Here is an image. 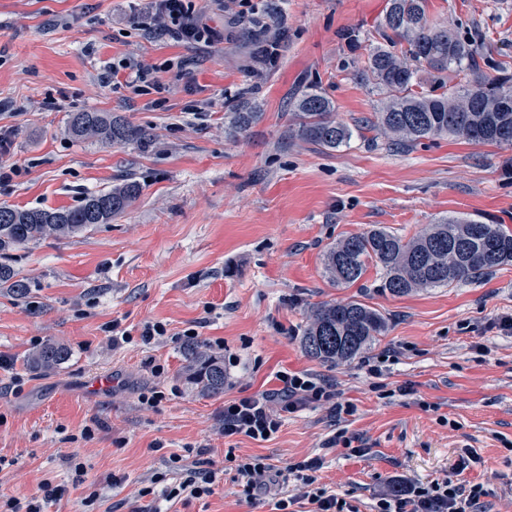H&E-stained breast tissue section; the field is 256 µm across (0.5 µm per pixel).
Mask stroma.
I'll return each instance as SVG.
<instances>
[{
	"label": "stroma",
	"instance_id": "35a3bbf8",
	"mask_svg": "<svg viewBox=\"0 0 512 512\" xmlns=\"http://www.w3.org/2000/svg\"><path fill=\"white\" fill-rule=\"evenodd\" d=\"M194 5L219 33L210 45L146 34L139 21L150 0H0V162L17 167L0 185V205L74 207L128 174L141 185L110 223L0 256L31 285L22 299L0 288V355L13 363L0 369V456L11 462L0 491L34 495L51 479L65 492L48 512H79L85 491L72 487L64 463L75 454L91 466L99 512H142L137 491L166 471L170 453L191 466L231 450L281 467L321 458V483L374 512L376 494L396 477L443 478L468 449L479 461L462 480L484 485L486 512H512V329L501 326L512 318V266L404 296L382 291L373 267L348 286L323 275L330 245L375 225L411 237L467 215L512 230V149L452 137L396 148L363 129L379 94L354 73L388 0H282L257 23L216 0ZM427 12L481 44V67L512 76V0H427ZM271 27L281 42L268 63L256 49ZM120 60L159 66L164 94L105 84L106 65ZM310 83L339 120L360 126L350 145L326 149L295 136L292 102ZM246 86L259 117L228 134L227 114ZM86 110L123 116L149 128L151 140L74 139L70 116ZM348 300L379 310L384 335L347 363L308 357L300 338L311 309ZM154 322L167 334L143 344ZM114 323L130 342L111 345ZM190 328L224 356L222 394H200L185 379L180 336ZM48 342L65 344L69 360L26 368L25 355ZM282 371L332 380L353 413L314 404L288 415L270 440L224 437L225 403L276 389ZM145 386L163 391L158 406L139 403ZM86 426L92 438L81 437ZM338 434L366 455L334 443ZM109 473L124 483H104ZM232 476L225 471L210 497L162 508L273 512L282 484L248 506Z\"/></svg>",
	"mask_w": 512,
	"mask_h": 512
}]
</instances>
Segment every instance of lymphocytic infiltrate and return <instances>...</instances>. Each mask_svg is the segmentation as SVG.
<instances>
[{
    "label": "lymphocytic infiltrate",
    "mask_w": 512,
    "mask_h": 512,
    "mask_svg": "<svg viewBox=\"0 0 512 512\" xmlns=\"http://www.w3.org/2000/svg\"><path fill=\"white\" fill-rule=\"evenodd\" d=\"M152 8L158 32L189 44H208L216 36L203 17L194 15L187 0H153ZM277 379L279 386L273 391L225 404L224 437L264 440L266 435L279 431L285 414L316 403L332 404L340 413L351 410L350 405L339 403L340 393L329 380L306 372L286 371L279 373ZM226 459L234 464L233 480L242 487L246 501H253L263 489L290 473L296 486L292 494L275 502V512H291L295 506L306 508L307 512H357L344 497L331 493L321 484V458L294 461L284 469L262 455L239 457L230 452ZM222 474V469L209 459L202 467L186 471L177 484L167 485L162 477H155L153 485L140 488L138 495L167 502L200 500L213 494ZM485 495L482 484H470L449 474L431 482L414 483L398 495L379 494L375 512H479Z\"/></svg>",
    "instance_id": "lymphocytic-infiltrate-1"
}]
</instances>
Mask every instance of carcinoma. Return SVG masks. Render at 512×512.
Instances as JSON below:
<instances>
[{"mask_svg":"<svg viewBox=\"0 0 512 512\" xmlns=\"http://www.w3.org/2000/svg\"><path fill=\"white\" fill-rule=\"evenodd\" d=\"M427 0H389L364 65L356 71L363 83L376 88L377 121L371 127L390 145L406 148L423 139L457 137L482 144L512 148V77L491 75L480 67L479 47L456 31L429 21ZM426 72L422 91L418 75ZM467 72L472 79L448 87V73ZM253 89L239 92L230 126L236 133L258 118L252 111ZM300 122L297 135L327 149L350 143L354 128L334 118L332 100L317 85L297 98ZM71 133L110 145L150 142L149 132L120 116L102 112H76ZM133 179L106 191L88 194L76 207L17 209L0 206V256L49 238L76 235L108 224L140 195ZM324 274L337 284L361 279L369 266L382 271L381 289L405 295L418 289L450 287L469 282L504 266H512V230L503 224L455 216L445 218L406 239L374 226L330 246L323 258ZM26 297L29 281L11 266L0 263V288ZM387 318L357 300L322 303L310 313L301 337L304 352L322 363L336 364L355 358L383 335ZM70 356L68 349L47 343L26 358L39 370H54ZM188 383L205 395L224 392V356L201 345L185 350Z\"/></svg>","mask_w":512,"mask_h":512,"instance_id":"obj_1","label":"carcinoma"}]
</instances>
